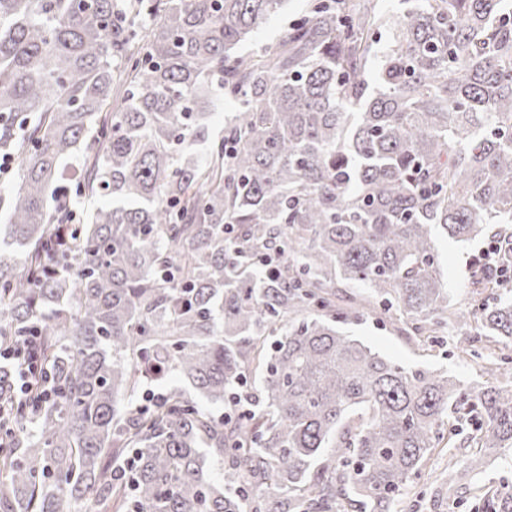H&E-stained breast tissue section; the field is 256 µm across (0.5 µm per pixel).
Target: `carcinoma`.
<instances>
[{
    "mask_svg": "<svg viewBox=\"0 0 512 512\" xmlns=\"http://www.w3.org/2000/svg\"><path fill=\"white\" fill-rule=\"evenodd\" d=\"M283 2L0 0V346L36 333L54 387L14 406L0 360V512H405L437 448L512 449V300L478 265L490 297L451 310L432 234L512 268V0H399L382 49L376 0H312L277 51L236 54ZM218 88L241 110L211 139ZM373 315L433 343L474 319L496 384L339 330ZM247 365L237 417L178 387L119 408L167 374L227 408ZM476 463L444 476L512 512Z\"/></svg>",
    "mask_w": 512,
    "mask_h": 512,
    "instance_id": "cac0c4a2",
    "label": "carcinoma"
}]
</instances>
